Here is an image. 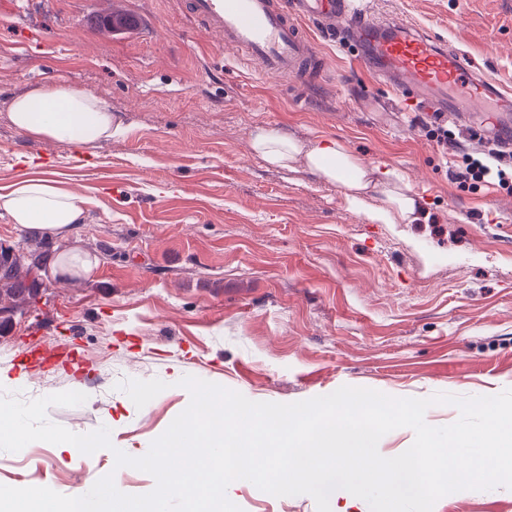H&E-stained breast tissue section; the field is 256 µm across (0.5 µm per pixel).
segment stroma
Wrapping results in <instances>:
<instances>
[{"label":"stroma","instance_id":"1","mask_svg":"<svg viewBox=\"0 0 512 512\" xmlns=\"http://www.w3.org/2000/svg\"><path fill=\"white\" fill-rule=\"evenodd\" d=\"M374 2L512 92V0ZM129 4L120 18L100 0H0V189L36 163L89 201L72 240H49L36 303L0 326V394L82 384L86 402L49 407L48 420L108 428L112 443L90 460L42 441L0 451V484L66 496L110 474L122 493L152 492L153 477L115 454L148 452L189 405L188 375L273 403L343 386L400 398L512 388V195L453 178L486 140L452 122L456 145L442 149L425 113L396 110L321 30V76L290 85L235 69V52L177 0ZM53 83L94 94L125 137L79 148L6 120L14 93ZM259 128L386 163L420 198L418 223H367L340 186L267 166L251 146ZM71 249L97 264L62 284L52 269ZM227 496L241 512H317L309 495L248 481ZM433 512H512V488L443 497Z\"/></svg>","mask_w":512,"mask_h":512}]
</instances>
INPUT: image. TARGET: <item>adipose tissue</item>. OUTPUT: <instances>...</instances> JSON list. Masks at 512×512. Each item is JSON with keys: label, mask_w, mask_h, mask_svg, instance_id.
<instances>
[{"label": "adipose tissue", "mask_w": 512, "mask_h": 512, "mask_svg": "<svg viewBox=\"0 0 512 512\" xmlns=\"http://www.w3.org/2000/svg\"><path fill=\"white\" fill-rule=\"evenodd\" d=\"M8 121L28 136L88 147L121 137L122 119L92 94L67 85L38 86L16 94ZM254 152L270 166L292 170L304 165L323 181L340 185L346 203L371 224H413L421 207L410 192L392 188L395 176L385 165L365 164L335 139L322 138L304 145L276 129L257 130ZM382 189V203L370 201V192ZM86 201L63 184L31 171L0 193V212L24 229L65 238L86 220Z\"/></svg>", "instance_id": "ef3b65f1"}]
</instances>
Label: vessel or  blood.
<instances>
[{"instance_id":"obj_1","label":"vessel or blood","mask_w":512,"mask_h":512,"mask_svg":"<svg viewBox=\"0 0 512 512\" xmlns=\"http://www.w3.org/2000/svg\"><path fill=\"white\" fill-rule=\"evenodd\" d=\"M178 6L220 33L238 51L240 67L257 77L314 81L322 72L308 29L314 22L327 35L345 36L359 66L390 89L399 109L467 123L486 138L512 121L505 95L467 54L422 27L379 14L369 0H179Z\"/></svg>"}]
</instances>
